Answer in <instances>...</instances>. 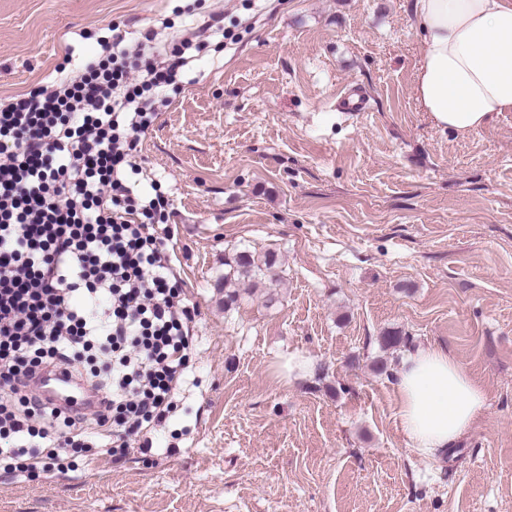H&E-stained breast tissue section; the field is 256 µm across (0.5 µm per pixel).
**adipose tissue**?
I'll return each mask as SVG.
<instances>
[{"label": "adipose tissue", "mask_w": 512, "mask_h": 512, "mask_svg": "<svg viewBox=\"0 0 512 512\" xmlns=\"http://www.w3.org/2000/svg\"><path fill=\"white\" fill-rule=\"evenodd\" d=\"M420 35L416 99L436 127L467 135L512 112V0H412ZM398 423L411 448L437 457L486 410L483 388L439 345L404 353Z\"/></svg>", "instance_id": "ef3b65f1"}]
</instances>
